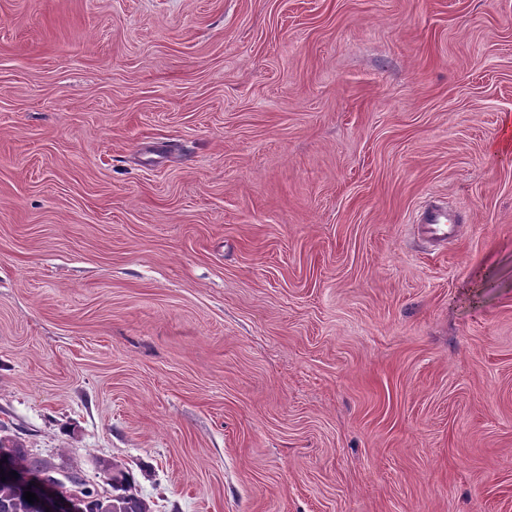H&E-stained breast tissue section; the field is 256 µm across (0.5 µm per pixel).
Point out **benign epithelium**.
<instances>
[{
  "label": "benign epithelium",
  "instance_id": "obj_1",
  "mask_svg": "<svg viewBox=\"0 0 512 512\" xmlns=\"http://www.w3.org/2000/svg\"><path fill=\"white\" fill-rule=\"evenodd\" d=\"M81 475L67 467L54 466L38 476L17 472L14 481L35 493L40 512H82L79 495L71 490Z\"/></svg>",
  "mask_w": 512,
  "mask_h": 512
}]
</instances>
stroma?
Listing matches in <instances>:
<instances>
[{
  "label": "stroma",
  "mask_w": 512,
  "mask_h": 512,
  "mask_svg": "<svg viewBox=\"0 0 512 512\" xmlns=\"http://www.w3.org/2000/svg\"><path fill=\"white\" fill-rule=\"evenodd\" d=\"M510 119L512 0H0V433L153 512H512ZM460 219L454 212L446 209H427L420 217V224H425L426 234L436 241L446 242L457 234Z\"/></svg>",
  "instance_id": "1"
}]
</instances>
